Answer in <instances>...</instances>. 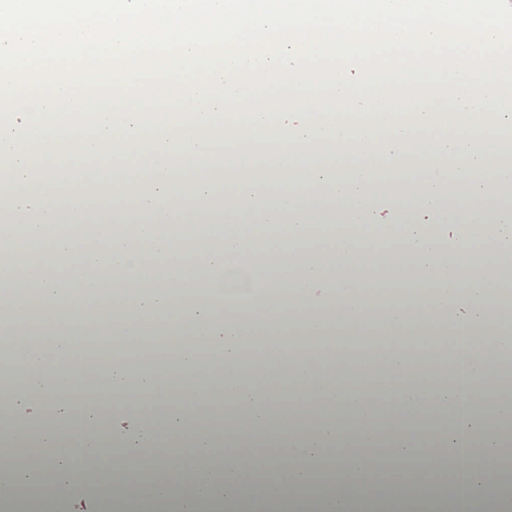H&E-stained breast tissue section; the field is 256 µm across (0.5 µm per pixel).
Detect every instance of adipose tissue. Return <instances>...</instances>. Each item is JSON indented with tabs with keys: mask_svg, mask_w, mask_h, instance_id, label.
<instances>
[{
	"mask_svg": "<svg viewBox=\"0 0 512 512\" xmlns=\"http://www.w3.org/2000/svg\"><path fill=\"white\" fill-rule=\"evenodd\" d=\"M403 75L299 84L297 109L271 113L248 88L204 94L195 89L184 109L190 124L149 119L140 101H107L81 111L35 105L0 119V157L6 161L0 199L23 225H0V241L24 240L25 282L0 309V337L26 377L0 393V457H13L14 426L36 429L42 467L17 469L14 485L46 475L69 480L89 449L85 435L110 446L115 480L130 464L153 455L190 456L193 494L179 512H196L220 486L237 501L242 484L254 495L249 512H263V478L286 471L290 484L319 475L328 496L314 512H512L495 477L506 442L476 411L477 396L493 395L496 415L512 416V392L492 360L512 345V325L490 307L500 282L497 259H478L466 227L496 209L492 235L512 247V158L502 148L512 134V75H432L422 67L412 94ZM451 82L456 109L476 114L467 128H449L432 104ZM244 109L242 123L216 125L217 116ZM119 141L107 182L76 183L80 165L101 159L103 141ZM224 149L221 175L209 157ZM152 162L135 168L142 153ZM146 181L131 198L135 224L115 202L126 185ZM277 206H268L271 195ZM83 215L97 228L86 236L73 222ZM192 234H184L182 225ZM331 240L330 253L298 250L301 241ZM160 256L171 257L157 268ZM107 265V277L88 269ZM135 284L128 298L126 284ZM87 305L84 318L64 322V287ZM260 293L263 307L243 319L223 316L227 294ZM335 301L333 313L321 311ZM134 303L132 319L115 326L106 311ZM169 317L158 330L150 321ZM93 330L119 348L107 375L90 382L74 372L48 373L76 338ZM378 340L366 351L365 338ZM451 356L449 375L414 369L419 340ZM179 347L174 365L182 387L168 389L152 371L132 375L142 353L160 342ZM334 363L331 371L323 363ZM221 414V436L187 432L186 404ZM451 407L452 424L436 420ZM427 480L452 481L448 500L423 502Z\"/></svg>",
	"mask_w": 512,
	"mask_h": 512,
	"instance_id": "ef3b65f1",
	"label": "adipose tissue"
}]
</instances>
